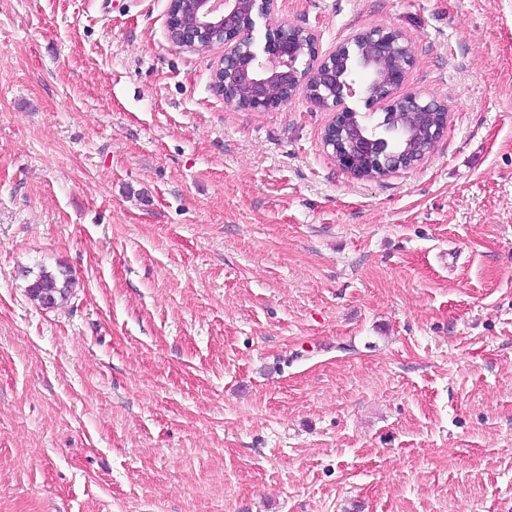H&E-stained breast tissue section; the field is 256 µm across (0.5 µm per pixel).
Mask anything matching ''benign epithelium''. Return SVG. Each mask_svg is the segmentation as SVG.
<instances>
[{"label": "benign epithelium", "instance_id": "obj_1", "mask_svg": "<svg viewBox=\"0 0 512 512\" xmlns=\"http://www.w3.org/2000/svg\"><path fill=\"white\" fill-rule=\"evenodd\" d=\"M259 19L267 24L261 41L254 37ZM167 28L171 41L183 49H221L212 74L213 89L220 96L243 84L249 108L264 111L286 104L274 95L275 86L292 98L309 96L307 80L299 76L296 63L312 32L278 19L277 0H169ZM413 61L402 32L373 26L317 59L309 73L329 91L323 110L331 113V120L322 137L323 150L356 178L369 173L377 179L381 173L412 168L426 153H394L385 139L367 138L366 117L346 103L353 95L349 80L342 78L348 66L365 72L363 95L382 111L429 115L416 130L420 142L433 146L448 129L447 104L428 95L397 94Z\"/></svg>", "mask_w": 512, "mask_h": 512}]
</instances>
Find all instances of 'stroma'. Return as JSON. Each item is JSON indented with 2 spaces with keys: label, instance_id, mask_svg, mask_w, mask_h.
Instances as JSON below:
<instances>
[{
  "label": "stroma",
  "instance_id": "35a3bbf8",
  "mask_svg": "<svg viewBox=\"0 0 512 512\" xmlns=\"http://www.w3.org/2000/svg\"><path fill=\"white\" fill-rule=\"evenodd\" d=\"M278 6L409 38L421 164L227 106L168 0H0V512H512V0ZM72 281L64 272L54 273L40 266L28 286V294L42 306L54 308L67 300L71 293Z\"/></svg>",
  "mask_w": 512,
  "mask_h": 512
}]
</instances>
